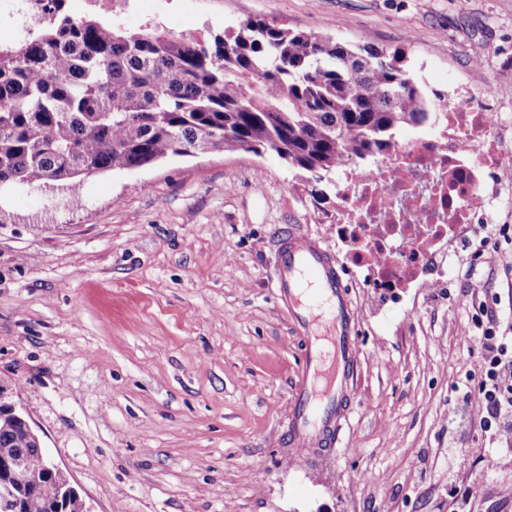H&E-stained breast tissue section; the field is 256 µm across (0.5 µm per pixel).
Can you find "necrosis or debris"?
Returning a JSON list of instances; mask_svg holds the SVG:
<instances>
[{
	"instance_id": "necrosis-or-debris-1",
	"label": "necrosis or debris",
	"mask_w": 512,
	"mask_h": 512,
	"mask_svg": "<svg viewBox=\"0 0 512 512\" xmlns=\"http://www.w3.org/2000/svg\"><path fill=\"white\" fill-rule=\"evenodd\" d=\"M498 97L473 84L436 97L434 120L369 159L336 171L325 216L349 247L345 266L364 287L397 293L448 275V241L485 207L512 156L491 131Z\"/></svg>"
}]
</instances>
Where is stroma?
<instances>
[{"label": "stroma", "mask_w": 512, "mask_h": 512, "mask_svg": "<svg viewBox=\"0 0 512 512\" xmlns=\"http://www.w3.org/2000/svg\"><path fill=\"white\" fill-rule=\"evenodd\" d=\"M114 24L215 35L262 19L404 52L428 92L512 88V0H115ZM315 182L276 156L199 150L89 177L83 204L0 200V381L94 512H512V452L462 403L469 283L512 318V192L469 225L447 286L399 303L346 278L362 363L331 452L285 446L304 356L274 295L275 240Z\"/></svg>", "instance_id": "obj_1"}]
</instances>
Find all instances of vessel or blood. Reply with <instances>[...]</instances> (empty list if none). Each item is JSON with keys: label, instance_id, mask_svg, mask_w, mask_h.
I'll return each instance as SVG.
<instances>
[{"label": "vessel or blood", "instance_id": "b4317fda", "mask_svg": "<svg viewBox=\"0 0 512 512\" xmlns=\"http://www.w3.org/2000/svg\"><path fill=\"white\" fill-rule=\"evenodd\" d=\"M276 295L305 354L288 415L292 448H334L346 422L361 362L358 316L335 258L296 227L280 234Z\"/></svg>", "mask_w": 512, "mask_h": 512}]
</instances>
